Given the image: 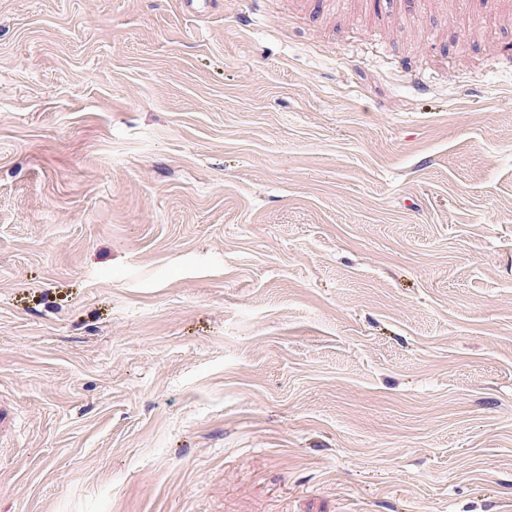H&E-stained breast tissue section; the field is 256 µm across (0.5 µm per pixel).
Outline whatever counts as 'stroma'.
Instances as JSON below:
<instances>
[{
	"mask_svg": "<svg viewBox=\"0 0 512 512\" xmlns=\"http://www.w3.org/2000/svg\"><path fill=\"white\" fill-rule=\"evenodd\" d=\"M0 512H512V0H0Z\"/></svg>",
	"mask_w": 512,
	"mask_h": 512,
	"instance_id": "1",
	"label": "stroma"
}]
</instances>
